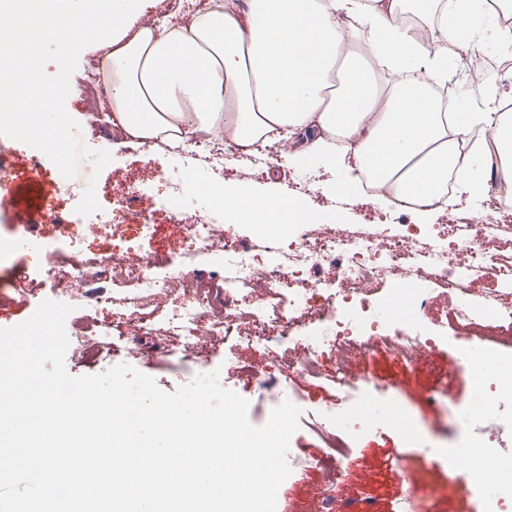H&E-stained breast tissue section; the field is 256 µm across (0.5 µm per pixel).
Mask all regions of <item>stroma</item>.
I'll list each match as a JSON object with an SVG mask.
<instances>
[{"mask_svg": "<svg viewBox=\"0 0 512 512\" xmlns=\"http://www.w3.org/2000/svg\"><path fill=\"white\" fill-rule=\"evenodd\" d=\"M39 54L50 68L57 60H65L71 89L62 102L61 114L66 127L82 129L88 116L76 87L87 67L104 56V49L92 35L78 39L65 55L55 42L45 41ZM6 140L12 148L15 181L10 199L0 205V240L5 242L14 236L18 214L35 211L43 216L42 237L63 241L76 238L85 249L106 257L121 252L127 239L136 234L134 220L92 234L72 225L70 218L74 208L88 201L103 209L111 208L116 189L130 185L150 201L154 234L145 249L156 260L164 261L180 249L183 233L159 203L155 168H163L170 182L179 185L183 206L200 212L209 205L207 186L236 179L234 158H227L224 174L218 175L168 152L147 153L137 140L114 129L109 130L102 148L78 139L64 167L49 145L28 142L22 132H12ZM295 151V144H287L272 160V173L253 178L256 192L269 203H277L281 193L291 191L293 183L310 181L319 194L307 197L306 202L321 215L325 225L370 232L379 223L389 225L391 232L398 234L403 224L419 223L417 214L401 215L384 198H374L364 208L337 195L335 185L346 180V171L296 159ZM39 275L36 253L13 248L7 267L0 268V328L16 326L34 313L45 295L37 286ZM497 286L489 275L467 283L462 293L422 282L429 303L419 324L427 330L443 331L444 340L409 362L383 347L373 348L353 361L349 372L354 382H362L368 372L389 381L391 387L387 392L374 393L378 411L373 422L351 443L347 454L350 469L336 486L340 500L369 504L372 512H394L402 489L410 485L417 495L418 512H468L470 494H482V486L467 489L456 481L452 462L455 448L467 439L466 433L456 427L455 417L469 407L478 382L472 376L459 377L449 371L448 358L457 355L460 338L467 331L456 315L457 309H466L474 322H483L488 299ZM118 360L152 377L169 392L188 383L197 369H223L235 379L237 394L248 400L251 423L261 426L270 417L271 407L259 389V377L269 368L268 354L262 348L238 349L235 336H225L220 347L194 357L168 358L126 351ZM321 366V378L303 379L296 386L303 414L299 418L301 428L289 447L290 456L295 458L320 457L325 451L313 425L319 410L336 398L331 380L336 372L335 354H324ZM396 448L409 449L410 454L395 468L389 457ZM322 479L318 470H293L279 488V512H312Z\"/></svg>", "mask_w": 512, "mask_h": 512, "instance_id": "obj_1", "label": "stroma"}]
</instances>
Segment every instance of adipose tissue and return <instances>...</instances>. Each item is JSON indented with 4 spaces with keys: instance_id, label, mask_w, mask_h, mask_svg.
Here are the masks:
<instances>
[{
    "instance_id": "obj_1",
    "label": "adipose tissue",
    "mask_w": 512,
    "mask_h": 512,
    "mask_svg": "<svg viewBox=\"0 0 512 512\" xmlns=\"http://www.w3.org/2000/svg\"><path fill=\"white\" fill-rule=\"evenodd\" d=\"M414 2L415 26L401 19L404 0H224L188 27L134 30L125 20L136 0H97L93 13L28 27L23 51L45 38L70 47L74 30L90 28L110 48L112 120L131 137L176 141L223 123L245 150L282 132L299 138V157L344 167L336 190L352 201L368 181L425 207L452 184L474 199L512 192V113L496 92L480 91L475 111L439 112L429 95L382 90L370 65L448 83L447 48L419 41L418 26L453 40L475 13L512 16V0ZM362 27L363 54L354 49ZM210 192L251 224L314 221L301 199L272 209L245 181Z\"/></svg>"
}]
</instances>
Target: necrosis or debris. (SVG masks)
<instances>
[{"label":"necrosis or debris","instance_id":"obj_1","mask_svg":"<svg viewBox=\"0 0 512 512\" xmlns=\"http://www.w3.org/2000/svg\"><path fill=\"white\" fill-rule=\"evenodd\" d=\"M230 142L223 132H199L178 148L220 173ZM138 200L139 192L133 189L107 212L82 203L74 222L91 230L122 222L126 216H139ZM165 201L182 227L186 246L163 264L144 251L154 232L145 216H139L135 239L118 256L86 251L74 240L62 245L32 236L43 282L63 276L71 283L67 291H52L51 300L111 312V322L98 325L95 336L81 339L83 354L92 362L106 361L108 351L121 349L157 355L201 353L211 349L213 337L239 327L238 345H262L273 363L265 395L275 405L294 400L295 379L319 377L320 357L335 353L336 400L320 411L315 423L327 452L309 461L312 469L335 466L369 424L372 398L350 392V360L377 346L420 350L438 340L437 334L421 332L416 324L388 332L395 316L374 300L375 282L416 278L459 288L468 278L492 272L500 283L512 285V214L501 201L489 204L482 223L450 213L446 228L420 224L399 237L324 227L311 238L279 236L262 228L243 239L225 236L217 221L223 210L220 202H212L203 214L189 215L173 186ZM327 266L338 270L339 282L322 279L320 272ZM181 282L189 283L187 294L164 312H152L156 296ZM293 345L305 347L303 358L286 359ZM507 411L512 413L511 391L481 387L470 413L458 419L470 435L458 448V457L468 459L490 449L503 475L490 486L483 512H512V446L503 439Z\"/></svg>","mask_w":512,"mask_h":512}]
</instances>
